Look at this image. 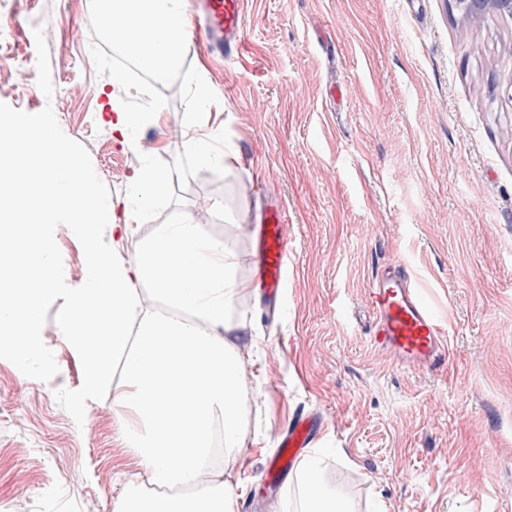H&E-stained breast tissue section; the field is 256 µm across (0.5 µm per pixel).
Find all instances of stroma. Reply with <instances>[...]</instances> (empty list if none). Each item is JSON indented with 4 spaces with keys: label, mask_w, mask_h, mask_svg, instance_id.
<instances>
[{
    "label": "stroma",
    "mask_w": 512,
    "mask_h": 512,
    "mask_svg": "<svg viewBox=\"0 0 512 512\" xmlns=\"http://www.w3.org/2000/svg\"><path fill=\"white\" fill-rule=\"evenodd\" d=\"M38 13L59 33L36 42ZM90 0H23L0 48V111L50 114L57 136L112 206L101 228L124 259L160 224L211 203L255 219L282 204L292 265L283 318L268 324L253 287L249 236H228L236 275L233 338L246 404L244 441L224 479L238 501L263 497L262 472L292 413L316 410L329 493L354 512H512V18L468 16L458 0H247L239 63L188 44L217 94L203 128H223L228 166L198 162L182 144L178 85L141 137L116 129L123 91L99 74L73 30ZM167 185L150 220L132 223L129 183L142 167ZM132 233L114 239L113 224ZM50 234L61 294L42 304L52 326L87 277V243L65 223ZM405 261L440 313L448 361L400 367L370 340L365 292L377 271ZM56 366L21 368L0 350V512H113L140 459L111 404L88 426L73 416L81 360L50 342Z\"/></svg>",
    "instance_id": "stroma-1"
}]
</instances>
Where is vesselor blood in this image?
Segmentation results:
<instances>
[{"label":"vessel or blood","instance_id":"vessel-or-blood-1","mask_svg":"<svg viewBox=\"0 0 512 512\" xmlns=\"http://www.w3.org/2000/svg\"><path fill=\"white\" fill-rule=\"evenodd\" d=\"M191 25L205 50L218 58H240L245 47V0H188ZM250 262L256 285L278 298L288 280L289 224L276 201H266L258 223L249 225ZM372 312L373 344L404 367L432 369L447 356L445 330L438 311L420 286L417 271L408 263L384 267L366 290ZM321 415L299 412L276 434V449L268 459L264 481L282 488L322 437Z\"/></svg>","mask_w":512,"mask_h":512}]
</instances>
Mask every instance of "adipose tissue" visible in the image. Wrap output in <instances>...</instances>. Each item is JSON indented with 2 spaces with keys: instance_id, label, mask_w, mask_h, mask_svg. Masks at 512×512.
I'll return each instance as SVG.
<instances>
[{
  "instance_id": "obj_1",
  "label": "adipose tissue",
  "mask_w": 512,
  "mask_h": 512,
  "mask_svg": "<svg viewBox=\"0 0 512 512\" xmlns=\"http://www.w3.org/2000/svg\"><path fill=\"white\" fill-rule=\"evenodd\" d=\"M50 117L0 113V347L21 364H55L41 336L42 302L56 295L50 225L67 216L89 246L91 273L57 311L80 353L77 422L111 396L145 479L131 478L114 512H233L235 492L219 455L243 435L240 360L227 337L247 288L224 240L204 235L194 213L160 224L150 244L116 259L99 229L112 210L80 161L51 139ZM167 176L143 168L130 181V213L149 219ZM150 287L143 304L138 284Z\"/></svg>"
}]
</instances>
